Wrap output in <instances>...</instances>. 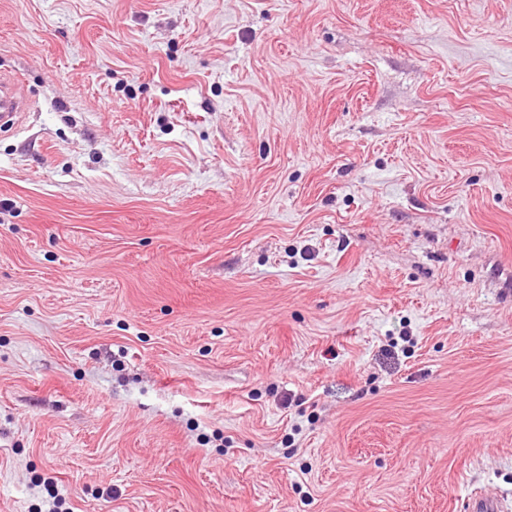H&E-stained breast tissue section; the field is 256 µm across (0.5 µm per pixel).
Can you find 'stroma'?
<instances>
[{"mask_svg":"<svg viewBox=\"0 0 512 512\" xmlns=\"http://www.w3.org/2000/svg\"><path fill=\"white\" fill-rule=\"evenodd\" d=\"M0 512H512V0H0ZM18 78L0 71V127H18L25 116L24 102L17 94ZM502 507L500 498L494 493L475 494L466 502L468 512H500Z\"/></svg>","mask_w":512,"mask_h":512,"instance_id":"obj_1","label":"stroma"}]
</instances>
